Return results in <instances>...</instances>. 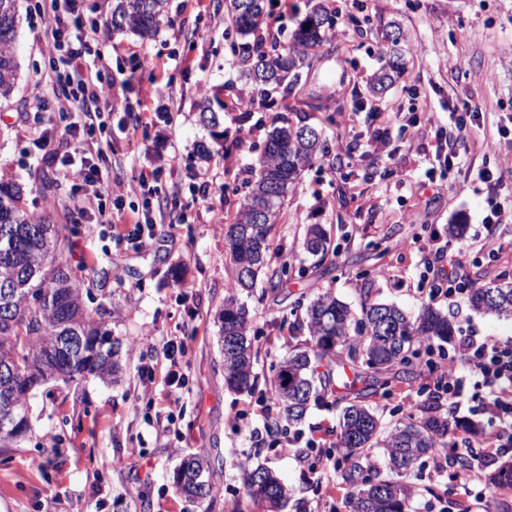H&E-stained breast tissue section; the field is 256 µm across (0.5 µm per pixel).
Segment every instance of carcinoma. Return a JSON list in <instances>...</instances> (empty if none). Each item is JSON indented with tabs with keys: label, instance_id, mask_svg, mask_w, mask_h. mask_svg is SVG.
Wrapping results in <instances>:
<instances>
[{
	"label": "carcinoma",
	"instance_id": "1",
	"mask_svg": "<svg viewBox=\"0 0 512 512\" xmlns=\"http://www.w3.org/2000/svg\"><path fill=\"white\" fill-rule=\"evenodd\" d=\"M19 0H0V105L11 100L19 64L15 51L19 28ZM169 0H114L112 30L129 29L151 37L167 14ZM272 0H224V10L237 35L239 48L250 61L247 76L263 95L297 84L300 70L327 41L336 27V12L324 0H309V11L286 43L260 34L271 14ZM399 25L381 28L382 40L391 43L388 56L373 74L370 92L382 93L405 73ZM200 123L211 129L221 116L210 100L198 104ZM321 152L320 132L310 141L294 132L289 121L267 135L258 174L241 202L225 240L234 289L224 298L218 314L219 345L224 363V386L233 392L252 390L257 361L251 336V316L239 293L256 287L261 272H268L272 290L284 284L286 267L271 269V234L279 223L288 194L302 173ZM24 185L0 177V410L10 408L17 425L0 426V448H16L31 432L28 401L39 388L61 381L68 385L87 376L117 378L121 371L119 338L109 327L105 304L87 308L83 277L64 262L66 224L31 213L25 206ZM274 205L270 221L257 222L258 208ZM304 248L324 260L328 237L320 224L308 226ZM469 307L505 320L512 319V280L505 276L474 281ZM310 339L288 352L276 367L271 394L279 406V420L297 424L310 402L324 399L340 385L348 391L356 384L386 389L391 380L417 381L430 363H421L420 347L454 335L451 314L428 307L408 313L394 305L366 301L361 317L331 294H322L306 308ZM65 336H80L83 343L70 348ZM417 423L385 428L367 406L351 403L342 409L337 447L346 450L344 471L349 490L348 512H411L407 479L426 454L448 447V416L438 406ZM382 449L386 478L365 473L364 450ZM222 468L220 457L186 455L174 473L177 491L192 502L211 497V479ZM246 496L269 512H279L288 489L268 468L243 464ZM493 492L512 489V461H505L489 478Z\"/></svg>",
	"mask_w": 512,
	"mask_h": 512
}]
</instances>
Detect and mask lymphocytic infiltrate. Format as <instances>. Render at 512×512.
Wrapping results in <instances>:
<instances>
[{"mask_svg":"<svg viewBox=\"0 0 512 512\" xmlns=\"http://www.w3.org/2000/svg\"><path fill=\"white\" fill-rule=\"evenodd\" d=\"M39 14L48 19L49 35L45 54L58 82L54 104H42V111H80L82 125L70 126L64 143L61 165L65 174L83 190L97 210L90 218L100 224H109L115 239L126 240L136 246H146L154 237L155 224L150 207L124 212L120 207L106 208L105 196L112 190L105 185L101 170L86 154L85 143L94 130H105V112L112 109V84L103 78L109 62L101 52L102 46L112 40V30L106 22L87 20L78 14L75 0H42ZM454 117L450 132L436 130L437 168L427 169L429 183L447 180L455 171V146L468 139L484 123L483 113L460 110L451 106ZM459 357L478 371L489 389L485 408L497 415L503 424L512 428V346L489 337H461L457 346Z\"/></svg>","mask_w":512,"mask_h":512,"instance_id":"lymphocytic-infiltrate-1","label":"lymphocytic infiltrate"}]
</instances>
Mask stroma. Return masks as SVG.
<instances>
[{
  "instance_id": "stroma-1",
  "label": "stroma",
  "mask_w": 512,
  "mask_h": 512,
  "mask_svg": "<svg viewBox=\"0 0 512 512\" xmlns=\"http://www.w3.org/2000/svg\"><path fill=\"white\" fill-rule=\"evenodd\" d=\"M329 6L346 40L325 44L291 93L278 89L266 97L242 77L241 58L228 47L235 33L224 0H169L154 37L113 33L104 50L112 131L94 142L111 187L142 175L158 178L153 207L161 232L151 246L136 249L116 243L107 225L89 223L83 194L40 143L46 134L62 142L77 116L39 109L40 101L53 99L56 79L43 55L44 24L30 15L29 0H20V77L11 103L0 108V172L24 185L31 211L55 224L77 219L64 259L81 270L92 301L110 310L123 341L122 374L115 384L91 376L36 392L30 437L0 451V512H229L237 501L244 512H264L245 499L244 462L281 478L290 493L284 512H329L342 505L347 485L320 450L335 443L352 392L339 389L311 405L278 446L250 436L272 401L267 379L309 337L295 326L305 305L326 292L354 309L366 298L413 313L426 304L444 311L453 302L457 335L512 339L511 321L471 311L466 295L430 300L420 290L424 262L450 243L463 252L469 277L512 275V223L492 235L482 223L489 197L512 205V176L493 195L477 176L498 155L512 158V0H330ZM389 20L400 22L411 53L404 75L374 98L367 86L387 50L376 32ZM144 59L168 64V108H159L154 85L137 74ZM214 96L231 107L220 146L196 109ZM243 98L254 99L255 109H236ZM452 100L486 113V124L457 148L471 170L467 188L435 191L423 184L432 142L416 141L410 127H392L380 148L371 135L385 107L408 113L424 106L444 125ZM284 117L321 128L324 154L289 195L273 231L278 254L271 264H288L287 287L271 294L260 285L245 298L258 336V380L254 392L239 394L224 386L218 344L217 314L232 284L224 227L250 189L268 132ZM202 143L211 147L205 160L197 155ZM202 179L222 184V191L191 194ZM310 224L323 225L336 250L318 267L303 250ZM452 224L464 225L462 239L449 241ZM173 336L188 339V383L175 392L164 357ZM433 390L427 375L419 387L397 384L390 396L371 394L364 402L390 426L416 412ZM171 413L176 423H168ZM216 453L223 467L212 479L211 498L200 504L181 498L172 477L182 457ZM509 458L506 450L483 461L478 481L464 492L449 490L432 457L422 458L410 479L415 512H512V491L487 504L479 500L489 473Z\"/></svg>"
}]
</instances>
